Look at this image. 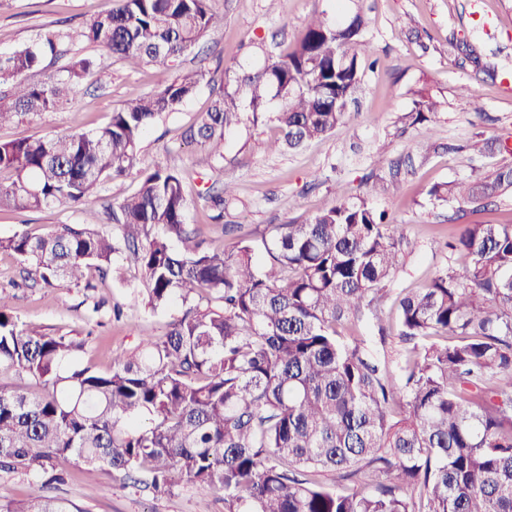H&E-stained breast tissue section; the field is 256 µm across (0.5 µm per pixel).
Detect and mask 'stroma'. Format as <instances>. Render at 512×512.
<instances>
[{"instance_id": "1", "label": "stroma", "mask_w": 512, "mask_h": 512, "mask_svg": "<svg viewBox=\"0 0 512 512\" xmlns=\"http://www.w3.org/2000/svg\"><path fill=\"white\" fill-rule=\"evenodd\" d=\"M105 0H0V51L31 42L47 25L81 29ZM224 17V27L211 33L175 68L205 66L207 79L197 93L164 113L140 145V164H160L189 172L188 194L203 184L231 183L235 198L224 211L232 229L223 238L232 245L239 236L270 234L278 224L302 223L332 206L337 188L351 200L369 199L403 225L408 245L401 263L377 302L375 317L342 329V336H361L390 374H397L407 344L396 326L398 293L425 287L438 270L461 266V255L449 254L445 242L459 224L512 222V193L485 199L479 209L451 202L433 203L427 191L437 183L473 181L493 167L512 166V153L481 150L497 139L512 140V0H211ZM326 12L338 23L354 14L367 22L374 66L363 69L362 83L344 122L300 151L269 152L277 135L274 123L255 127L248 121L225 134L224 159L205 177L191 175L192 148L180 134L205 111L213 89L235 90L238 72L259 71L266 53L291 48L311 14ZM74 49L92 57L94 78L71 107L0 127V141L27 136H56L105 125L114 108L134 90L162 87L172 69L149 65L128 67L101 48L78 43ZM477 94L482 114H475L470 94ZM439 108L431 126L403 128L400 118L421 97ZM387 191L370 196L372 182ZM211 211L196 199L186 221L209 224ZM81 210L52 206L37 212L0 214V236L26 229L54 230L80 224ZM119 263L128 280L119 284L90 273V286L59 281L47 287L22 282L19 264L0 253V293L9 295L23 323L81 342L77 364L104 372L113 357L135 353L145 333L161 334L177 318L180 307L164 312L147 308L138 295L139 274L127 252ZM127 316L112 318L114 304ZM56 465L67 472L64 484L42 489L23 472L0 473V500L23 501L48 494L76 504L81 512H224L221 501L184 483L155 494L133 486L106 466H88L71 458Z\"/></svg>"}]
</instances>
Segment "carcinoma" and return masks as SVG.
I'll use <instances>...</instances> for the list:
<instances>
[{
  "label": "carcinoma",
  "mask_w": 512,
  "mask_h": 512,
  "mask_svg": "<svg viewBox=\"0 0 512 512\" xmlns=\"http://www.w3.org/2000/svg\"><path fill=\"white\" fill-rule=\"evenodd\" d=\"M224 26L209 0H107L73 33L45 27L0 53V126L53 112L74 99L93 61L72 57L59 73L29 74L83 41L132 68L166 65ZM366 22L340 25L315 12L296 45L256 73L236 74L252 121L276 123L272 150H299L332 131L362 80ZM206 70L177 73L150 93L130 92L95 129L0 142V210L81 209L82 224L0 237L47 285L80 283L90 269L125 280L120 250L137 263L153 311L179 304L163 334L99 373L72 363L80 343L21 325L0 294V370L40 392L0 386V472L23 470L51 485V461L105 465L156 492L181 482L224 493V512H512V224H459L448 248L465 256L425 288L396 299L399 336L412 343L400 375L387 374L366 341L337 328L373 312L397 269L404 228L345 194L304 224L271 237L206 243L186 223L184 177L167 167L137 172L139 186L97 228L101 183L134 169L141 140L165 112L191 98ZM279 101L270 112L272 101ZM431 97L400 117L431 120ZM241 119L237 92L220 87L181 133L193 164L224 159L226 129ZM512 190V166L474 182L432 186L437 203L478 204ZM231 184L202 199L223 218ZM363 481L368 493L345 482ZM0 512H79L36 496Z\"/></svg>",
  "instance_id": "1"
}]
</instances>
